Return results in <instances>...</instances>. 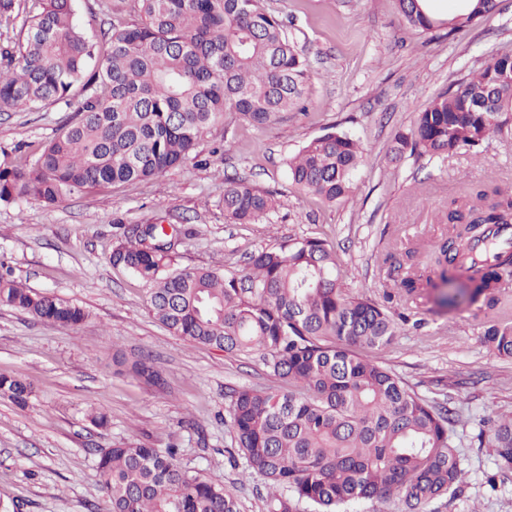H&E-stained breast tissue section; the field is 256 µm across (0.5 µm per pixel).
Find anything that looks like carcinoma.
<instances>
[{
  "label": "carcinoma",
  "instance_id": "1",
  "mask_svg": "<svg viewBox=\"0 0 512 512\" xmlns=\"http://www.w3.org/2000/svg\"><path fill=\"white\" fill-rule=\"evenodd\" d=\"M405 25L419 33L448 23V33L493 16L489 0H465L442 21L427 0H398ZM107 27L90 36L72 0H33L22 37L0 47V107L41 112L76 91L81 104L60 132L25 164L0 162V203L30 198L48 204L68 195L145 181L183 164L211 129L234 112L268 125L304 98L307 64L283 22L260 0H110ZM512 134V67L487 64L417 112L396 151L429 156L476 149L491 134ZM362 162L356 141L327 132L288 162L302 194L334 204L353 187ZM448 204L455 233L435 264L464 271L470 295L447 296L450 307L483 301L496 307L512 282V247L480 250L512 226V195L494 191ZM276 208L273 195L233 179L224 185V217L254 224ZM175 242L163 227L123 229L112 264L149 286L154 317L186 341L228 354H256L278 377L274 391H236L230 405L244 472L264 478L267 512H344L360 500H397L403 512L455 498L464 471L452 440L454 409L420 397L390 369L357 349L390 344L400 324L388 307L349 298L338 287L335 252L326 241L286 240L249 256L237 277L213 269H173ZM409 299L431 278L393 268ZM0 305L61 326L85 311L58 295L38 293L0 275ZM484 343L512 358V319L489 321ZM116 365L151 386L160 371L146 355ZM31 383L0 374V397L28 405ZM489 445L512 468V415L494 421ZM175 449L141 443L102 450L96 478L106 512H239L233 490L175 462Z\"/></svg>",
  "mask_w": 512,
  "mask_h": 512
}]
</instances>
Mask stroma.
Returning <instances> with one entry per match:
<instances>
[{"label":"stroma","mask_w":512,"mask_h":512,"mask_svg":"<svg viewBox=\"0 0 512 512\" xmlns=\"http://www.w3.org/2000/svg\"><path fill=\"white\" fill-rule=\"evenodd\" d=\"M287 24L308 64L301 110L263 127L235 113L208 133L180 167L147 181L112 185L48 204H0V263L13 279L81 306L86 320L61 327L0 306V374L31 382L26 407L0 398V502L12 512H103L95 478L102 449L126 442L177 448V462L235 487L240 512H267L265 481L245 475L230 453L233 392L277 388L258 357L231 356L171 333L150 311L147 288L113 266L121 224L183 229L175 266L244 275L251 253L282 240L319 237L336 253L349 296L382 299L408 315L402 333L368 358L428 400L457 410L455 444L466 484L427 512H512V470L479 446L501 413H512V359L483 341L481 325L512 319V304L457 308L436 298L408 301L390 276L392 259L438 277L431 252L447 237L448 203L498 187L512 194V137L439 157L396 154L395 139L417 112L493 54L512 52V0L452 36L416 34L396 0H261ZM80 103L40 112L0 107V156L21 162L47 143ZM352 136L364 162L348 197L333 204L302 196L288 160L330 130ZM244 178L270 192L276 210L256 224L225 220L224 181ZM142 353L162 370L158 389L121 371L115 354ZM107 415L98 427L89 414Z\"/></svg>","instance_id":"obj_1"}]
</instances>
